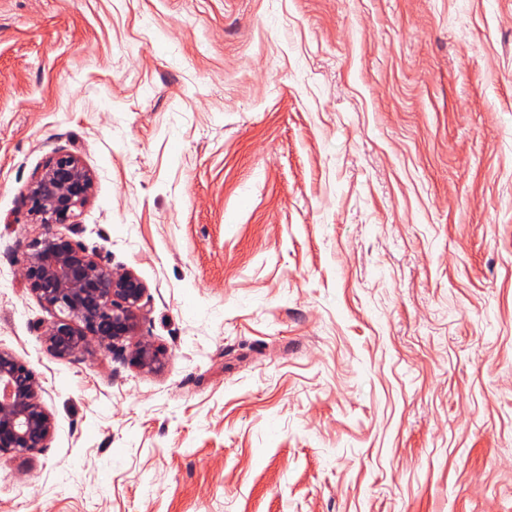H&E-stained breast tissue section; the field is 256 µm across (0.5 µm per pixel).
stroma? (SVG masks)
Returning a JSON list of instances; mask_svg holds the SVG:
<instances>
[{"label": "stroma", "mask_w": 512, "mask_h": 512, "mask_svg": "<svg viewBox=\"0 0 512 512\" xmlns=\"http://www.w3.org/2000/svg\"><path fill=\"white\" fill-rule=\"evenodd\" d=\"M57 151L111 352L21 276ZM0 350V512H512V0H0ZM93 188L92 172L68 152L49 157L27 188L28 214L42 231L26 245L18 263L31 292L66 314L43 334L48 350L57 357L84 352L90 338L112 351L130 336L147 290L132 270H114L55 229L57 224H72ZM41 392V383L29 364L0 350V456L46 448L54 421Z\"/></svg>", "instance_id": "1"}]
</instances>
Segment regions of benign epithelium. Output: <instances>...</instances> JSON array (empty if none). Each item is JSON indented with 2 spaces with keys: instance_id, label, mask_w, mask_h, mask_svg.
Returning <instances> with one entry per match:
<instances>
[{
  "instance_id": "obj_1",
  "label": "benign epithelium",
  "mask_w": 512,
  "mask_h": 512,
  "mask_svg": "<svg viewBox=\"0 0 512 512\" xmlns=\"http://www.w3.org/2000/svg\"><path fill=\"white\" fill-rule=\"evenodd\" d=\"M94 176L68 152L49 157L27 188L28 214L42 227L18 259L29 289L66 317L44 330L48 350L69 357L87 349L89 339L111 351L130 335L147 290L131 270L116 271L97 254L59 233L90 199ZM42 386L21 357L0 350V455L46 447L54 421L41 400Z\"/></svg>"
}]
</instances>
